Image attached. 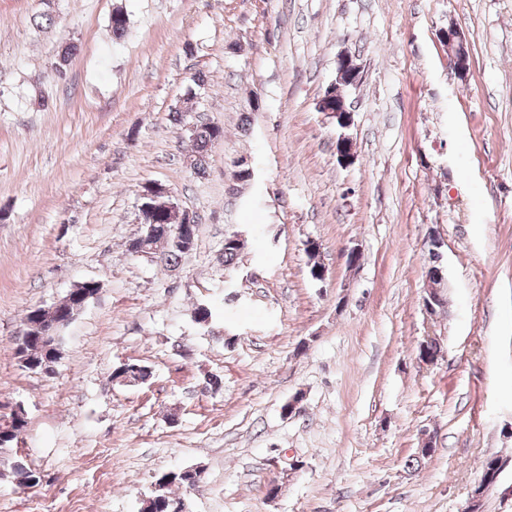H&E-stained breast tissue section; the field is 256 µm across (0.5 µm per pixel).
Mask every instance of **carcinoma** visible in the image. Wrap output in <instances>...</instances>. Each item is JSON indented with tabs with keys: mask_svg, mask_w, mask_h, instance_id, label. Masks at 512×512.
Returning a JSON list of instances; mask_svg holds the SVG:
<instances>
[{
	"mask_svg": "<svg viewBox=\"0 0 512 512\" xmlns=\"http://www.w3.org/2000/svg\"><path fill=\"white\" fill-rule=\"evenodd\" d=\"M224 137V127L216 123H203L194 126L191 138L195 146V156L191 166L195 173H205L207 150L212 142ZM168 198L160 196L153 201L154 210L151 215V223L159 228L171 226L170 214L166 208ZM242 249V241L236 233L224 236V246L221 256L224 266L231 267L237 263ZM99 285H86L75 288L69 292L63 301L47 307H34L28 310L25 320L28 323L23 329V335L19 338L16 355L23 366L31 371L42 370V364L47 361H55L59 356L60 343L52 345L45 342L41 336V318L55 315L68 317L77 312L88 299L98 293ZM149 376L146 367L138 364H123L112 372V380L126 381L128 383H142ZM26 417L14 412L0 414V475L3 477L14 476L19 483L34 487L38 485L42 476L40 472L26 467L17 457V445L19 437L25 431ZM191 475L185 470L168 471L159 475L155 480L157 490L145 500L142 512H173L171 503L175 498L171 497L172 487L192 485Z\"/></svg>",
	"mask_w": 512,
	"mask_h": 512,
	"instance_id": "carcinoma-1",
	"label": "carcinoma"
}]
</instances>
